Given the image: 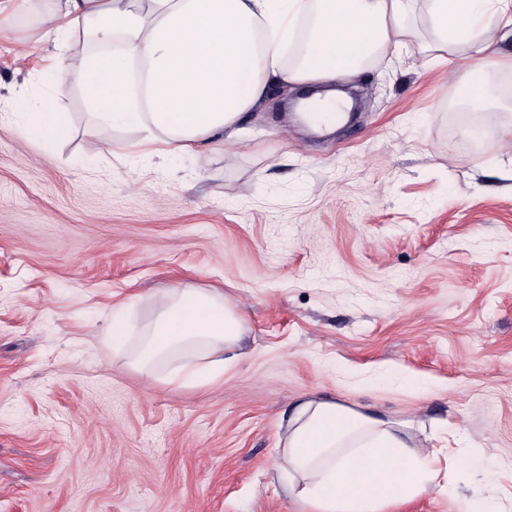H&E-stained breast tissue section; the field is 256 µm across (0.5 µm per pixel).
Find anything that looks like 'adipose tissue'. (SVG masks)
Listing matches in <instances>:
<instances>
[{"mask_svg": "<svg viewBox=\"0 0 512 512\" xmlns=\"http://www.w3.org/2000/svg\"><path fill=\"white\" fill-rule=\"evenodd\" d=\"M417 0H55L36 44H49L55 81L49 98L25 113L18 132L48 143L70 129L55 101L81 89L97 121L142 132L132 159L197 155L236 140L247 112L272 84H329L355 74L376 55L399 52L415 35ZM433 48L464 50L460 88L473 121L489 104L485 54L512 33V0H426ZM97 45L79 58L76 29ZM304 39L295 64L285 48ZM243 319L216 289L172 290L141 337L132 360L142 372L178 354L206 352L202 370L175 383L205 385L239 359ZM275 458L293 497L316 512H381L424 492L428 453L404 422L329 396L297 402Z\"/></svg>", "mask_w": 512, "mask_h": 512, "instance_id": "adipose-tissue-1", "label": "adipose tissue"}]
</instances>
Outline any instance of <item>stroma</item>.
Wrapping results in <instances>:
<instances>
[{
    "instance_id": "35a3bbf8",
    "label": "stroma",
    "mask_w": 512,
    "mask_h": 512,
    "mask_svg": "<svg viewBox=\"0 0 512 512\" xmlns=\"http://www.w3.org/2000/svg\"><path fill=\"white\" fill-rule=\"evenodd\" d=\"M49 0L0 23V512H315L273 467L281 417L323 394L411 424L437 485L386 512H512V161L490 85L478 136L450 109L463 55L436 64L426 16L395 56L347 77L355 119L310 136L274 88L246 149L137 163L136 131L21 137L18 101L54 78L30 36ZM216 288L246 355L223 380L165 383L131 363L173 287ZM131 331L112 346V307Z\"/></svg>"
}]
</instances>
